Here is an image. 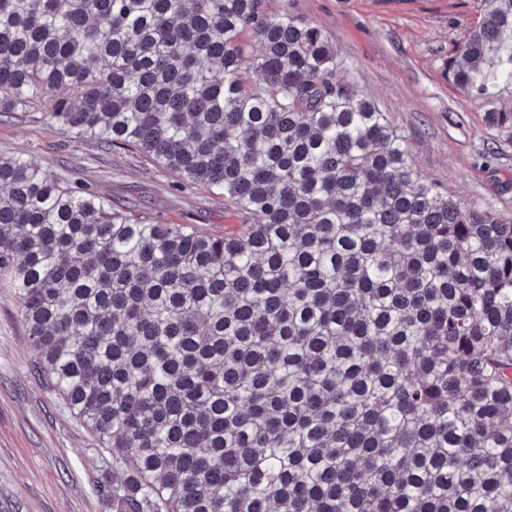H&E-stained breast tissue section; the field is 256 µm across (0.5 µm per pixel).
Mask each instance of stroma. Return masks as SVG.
I'll return each mask as SVG.
<instances>
[{"instance_id": "1", "label": "stroma", "mask_w": 512, "mask_h": 512, "mask_svg": "<svg viewBox=\"0 0 512 512\" xmlns=\"http://www.w3.org/2000/svg\"><path fill=\"white\" fill-rule=\"evenodd\" d=\"M320 28L356 85L408 140L414 167L454 199L512 217V135L489 112H512V86L462 91L447 76L483 0H268ZM496 159H484L486 148ZM0 151L90 187L113 206L164 224L221 235L237 222L217 190L178 185L151 159L47 129L0 120ZM21 322L0 288V512H112L108 489L123 478L112 456L47 386Z\"/></svg>"}]
</instances>
